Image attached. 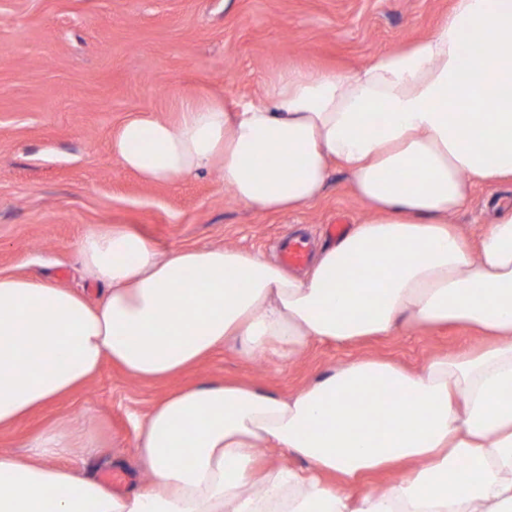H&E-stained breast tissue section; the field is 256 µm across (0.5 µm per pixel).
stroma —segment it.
I'll use <instances>...</instances> for the list:
<instances>
[{
    "mask_svg": "<svg viewBox=\"0 0 512 512\" xmlns=\"http://www.w3.org/2000/svg\"><path fill=\"white\" fill-rule=\"evenodd\" d=\"M454 0H0V273L99 290L78 245L103 224H131L161 250L223 245L278 258V240L325 225L358 223L367 208L332 168L323 196L289 214L236 202L217 174L149 184L112 159L128 118L174 121L187 98L226 105L262 95L292 67L358 69L430 34ZM512 183H478L448 221L477 239ZM475 331L412 327L339 346L316 343L286 357H247L228 343L167 381H144L107 364L74 393L0 429V451L28 453L39 435L65 429L73 452L53 465L112 481L122 492L150 476L137 461L134 421L172 389L227 379L288 396L336 365L369 356L409 369L436 353L476 348Z\"/></svg>",
    "mask_w": 512,
    "mask_h": 512,
    "instance_id": "35a3bbf8",
    "label": "stroma"
}]
</instances>
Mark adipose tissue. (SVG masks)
Masks as SVG:
<instances>
[{"label": "adipose tissue", "mask_w": 512, "mask_h": 512, "mask_svg": "<svg viewBox=\"0 0 512 512\" xmlns=\"http://www.w3.org/2000/svg\"><path fill=\"white\" fill-rule=\"evenodd\" d=\"M505 86L512 0H455L430 35L355 71L291 69L256 100L194 97L174 122L127 119L112 158L145 182L214 171L238 203L285 214L320 197L337 164L368 215L300 275L226 246L164 253L124 224L80 242L97 302L0 274V428L107 362L164 380L227 342L295 354L413 324L471 326L490 344L416 372L352 359L286 397L226 381L174 390L137 421L150 480L122 494L46 464L70 451L66 431L48 433L35 455L0 452V512H512V203L474 250L448 222L471 184L512 182ZM264 449L305 465L260 466ZM396 467L407 476L357 493Z\"/></svg>", "instance_id": "obj_1"}]
</instances>
